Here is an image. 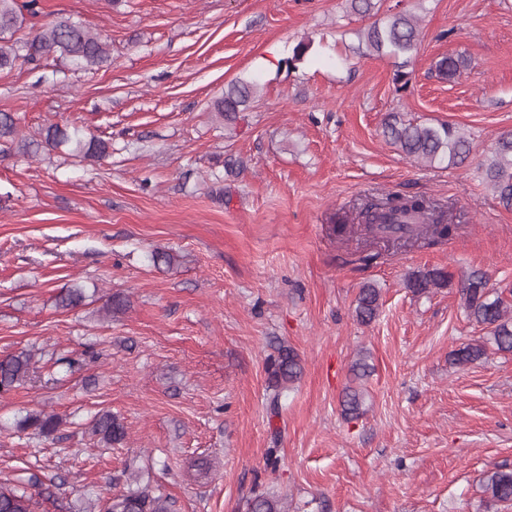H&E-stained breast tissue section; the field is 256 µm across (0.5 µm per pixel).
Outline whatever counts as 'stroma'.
<instances>
[{"instance_id":"stroma-1","label":"stroma","mask_w":512,"mask_h":512,"mask_svg":"<svg viewBox=\"0 0 512 512\" xmlns=\"http://www.w3.org/2000/svg\"><path fill=\"white\" fill-rule=\"evenodd\" d=\"M38 10L21 37L68 17L109 42L112 60L0 72V112L23 135L75 126L112 154L0 152V357L30 349L36 368L0 395V486L29 484L39 512H99L130 490L167 497L171 512H249L267 494L286 512H512L483 491L488 471L512 469V354L448 360L487 338L467 317L461 278L485 273L512 303V209L481 171L512 131V0H380L378 19H419L405 92L392 60L360 50L368 21L347 0ZM301 41L311 48L289 68ZM450 54L468 66L443 80L433 65ZM239 79L257 92L230 126L214 106ZM393 115L454 125L468 158H406L383 135ZM389 192L444 207L452 233L361 267L360 226L340 236L333 221ZM435 269L448 286L408 288ZM75 285L84 301L61 307ZM367 285L380 309L366 325L354 308ZM114 293L130 305L111 315ZM279 343L302 373L274 412L266 361ZM355 385L352 416L343 399ZM40 410L62 418L54 434L18 431ZM101 411L124 424L123 446L87 433Z\"/></svg>"}]
</instances>
